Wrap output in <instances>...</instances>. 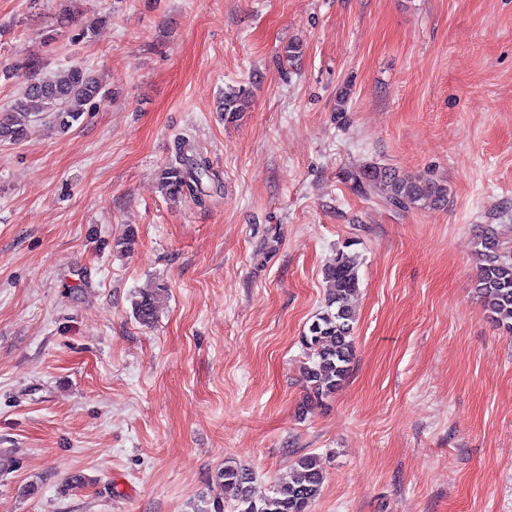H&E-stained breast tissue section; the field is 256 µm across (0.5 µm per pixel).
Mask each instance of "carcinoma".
Listing matches in <instances>:
<instances>
[{"label":"carcinoma","mask_w":512,"mask_h":512,"mask_svg":"<svg viewBox=\"0 0 512 512\" xmlns=\"http://www.w3.org/2000/svg\"><path fill=\"white\" fill-rule=\"evenodd\" d=\"M25 71L26 81L10 113L0 120V142L21 140L27 126L47 115L62 130L78 121L85 106L101 96L102 84L91 72L79 67L60 68L49 75L40 73L39 62L25 60L17 65ZM249 92L240 88L224 94V121L233 123L245 111ZM217 181L207 156L179 137L175 143V160L160 173L164 195L190 197L205 203L203 180ZM355 190L365 197H377L399 210L437 208L448 198V186L433 181L404 176L395 169L363 167L351 174ZM478 254L476 288L483 307L512 332V250L505 251L490 228L483 232ZM357 256L340 251L323 272L326 294L323 310L315 316L308 332L302 336L307 362L302 369L306 382L305 403L314 404L334 393L346 380L353 357L355 315L348 300L359 288ZM166 287L144 290L132 302L134 318L143 325L155 322ZM325 471L321 458L305 455L287 477L273 485L274 508H266V497L258 490L256 476L250 468L228 461L216 474L219 495L212 501L200 500L192 512H221V498L235 503V512H308L321 493Z\"/></svg>","instance_id":"carcinoma-1"}]
</instances>
